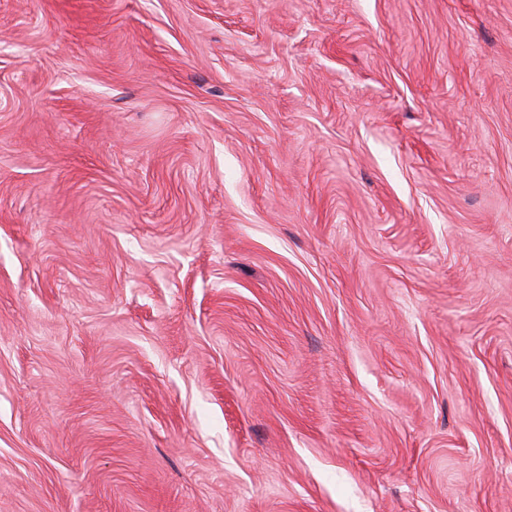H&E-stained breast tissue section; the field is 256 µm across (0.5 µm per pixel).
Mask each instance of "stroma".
<instances>
[{
	"label": "stroma",
	"mask_w": 512,
	"mask_h": 512,
	"mask_svg": "<svg viewBox=\"0 0 512 512\" xmlns=\"http://www.w3.org/2000/svg\"><path fill=\"white\" fill-rule=\"evenodd\" d=\"M0 512H512V0H0Z\"/></svg>",
	"instance_id": "stroma-1"
}]
</instances>
